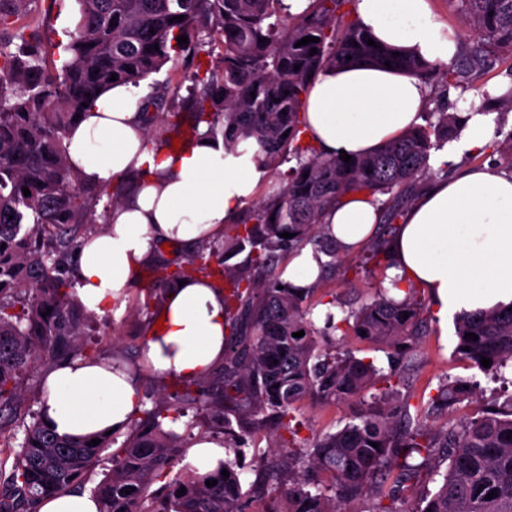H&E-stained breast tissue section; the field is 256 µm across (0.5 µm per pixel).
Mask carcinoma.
<instances>
[{
  "instance_id": "obj_1",
  "label": "carcinoma",
  "mask_w": 512,
  "mask_h": 512,
  "mask_svg": "<svg viewBox=\"0 0 512 512\" xmlns=\"http://www.w3.org/2000/svg\"><path fill=\"white\" fill-rule=\"evenodd\" d=\"M31 2L0 0V431L17 415L22 375L91 357L69 276L82 228L97 223L93 197L67 161L68 131L73 117L86 111L83 104L115 84L137 85L180 63L183 79L167 81L140 103L150 142L170 148L176 135L186 144L204 124L205 135L223 140L229 150L256 145L268 168L286 154L296 165L273 197L226 225L224 260H214L215 244L202 242L176 269L160 263L146 270V312L162 303L161 289L189 273L224 281V362L208 385L185 383L142 410L121 443L110 434L90 446L91 438H63L40 421L23 426L18 447L0 449V466L9 467L8 474L0 473V512H35L39 499L83 488L100 452L113 445L112 468L93 488L100 512H245L242 478L231 459L224 460L227 478L220 471H191L147 497L149 486L169 476L189 445L164 429L163 420L170 412L177 420L189 406L224 414V448L236 456L251 434L273 432L281 456L269 492L285 501L279 512H346L374 488L373 512H512V407L478 411L433 432L424 419L436 411L452 415L476 382H448L414 407L395 398L399 364L424 328L421 290L409 284L403 298L395 299L381 287L339 320L326 314L318 327L308 318L318 286L301 291L275 276L285 254L308 244L328 257L324 270L336 267L340 249L327 236L324 217L351 194L365 195L382 212L383 237L366 245L364 258L384 270L386 237L412 204L417 179L432 170V152L461 131L459 117L440 103L427 113V124L346 163L303 141L300 110L316 77L329 68L383 67L388 61L395 70L465 90L467 73L484 69L488 57L512 55V0H448L478 31L464 51V68L368 45L370 35L357 19L340 12L346 0H311L296 16L283 11L282 0H77L79 18L66 32L69 40L52 43L56 65L45 57L40 28L14 25ZM181 35L188 43L178 44ZM307 36L319 42L296 46ZM186 81L191 85L183 96ZM24 187L31 195L23 194ZM284 232L294 237H281ZM240 255L241 262L227 264ZM49 307L50 314L42 316ZM300 330L304 335L294 336ZM337 332L386 345L388 368L349 350L320 348L318 338ZM455 333L457 354L484 374L506 380L512 306L463 313ZM467 333L478 340L465 338ZM483 356L490 367L481 365ZM371 388V401L341 429L296 439L300 401L348 402ZM439 450L449 464L436 490L413 505L402 500L400 488L419 482ZM208 480L217 484L208 487Z\"/></svg>"
}]
</instances>
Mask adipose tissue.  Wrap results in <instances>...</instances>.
I'll use <instances>...</instances> for the list:
<instances>
[{"instance_id":"obj_1","label":"adipose tissue","mask_w":512,"mask_h":512,"mask_svg":"<svg viewBox=\"0 0 512 512\" xmlns=\"http://www.w3.org/2000/svg\"><path fill=\"white\" fill-rule=\"evenodd\" d=\"M360 25L379 42L430 62H450L458 42L434 24L429 0H357ZM429 99L418 76L374 65L329 69L312 83L301 119L326 154H366L414 124ZM136 87L119 84L72 126L68 163L85 183L136 181L114 204L103 231L84 237L72 259L75 294L92 315L122 314L138 288V272L157 246L177 251L220 238L268 178L256 146L225 150L195 139L172 151L148 142ZM463 128L441 158L457 166L486 153L495 115L480 100L458 102ZM375 205L347 197L328 212L327 231L344 252L371 237ZM388 279L412 283L435 317L512 305V173L485 165L436 181L406 210L391 243ZM165 331L149 329L146 365L158 378L205 377L224 359V293L191 275L172 286L159 309ZM42 420L62 437L124 431L140 404L135 373L107 359L65 361L44 375Z\"/></svg>"}]
</instances>
